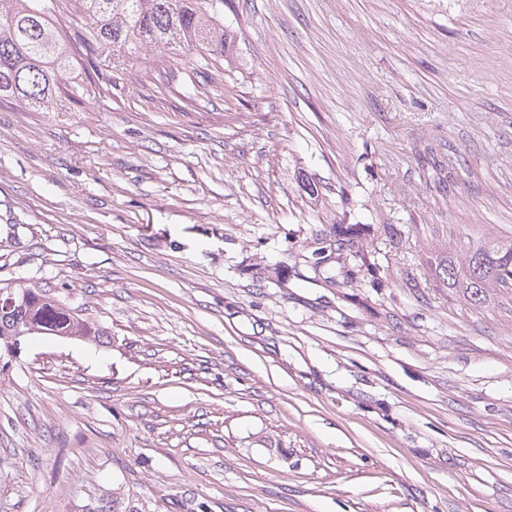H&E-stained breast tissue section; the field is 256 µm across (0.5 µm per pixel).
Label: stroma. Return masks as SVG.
Wrapping results in <instances>:
<instances>
[{"label": "stroma", "instance_id": "obj_1", "mask_svg": "<svg viewBox=\"0 0 512 512\" xmlns=\"http://www.w3.org/2000/svg\"><path fill=\"white\" fill-rule=\"evenodd\" d=\"M224 24L223 94L0 103V281L106 332L0 371V512H512V288L432 275L512 240V0ZM149 500L129 487L127 489L115 487L112 489V499H101L97 506L89 508L87 512H155Z\"/></svg>", "mask_w": 512, "mask_h": 512}]
</instances>
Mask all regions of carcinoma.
<instances>
[{
  "instance_id": "cac0c4a2",
  "label": "carcinoma",
  "mask_w": 512,
  "mask_h": 512,
  "mask_svg": "<svg viewBox=\"0 0 512 512\" xmlns=\"http://www.w3.org/2000/svg\"><path fill=\"white\" fill-rule=\"evenodd\" d=\"M234 32L224 28V0H0V102L15 101L49 112L62 95L100 96L111 79L74 83L75 51L112 60L126 74L142 56L162 62L185 56L196 73L229 60ZM435 279L474 303L512 283V242H474L462 257L446 255ZM105 335L39 281L0 286V351L29 336H61L93 342ZM87 512H155L149 500L115 487L112 498Z\"/></svg>"
}]
</instances>
